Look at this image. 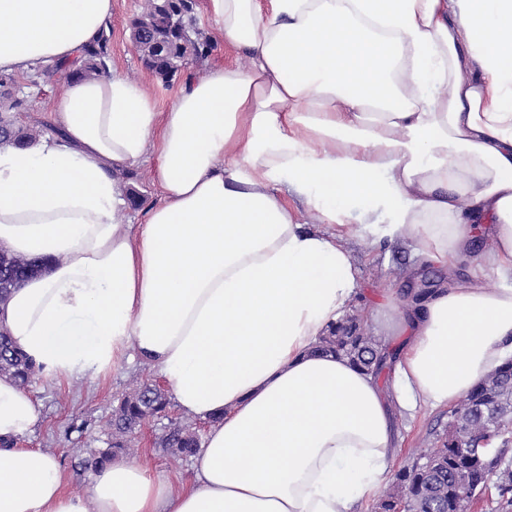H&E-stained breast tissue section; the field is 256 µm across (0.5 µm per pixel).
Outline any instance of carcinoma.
Here are the masks:
<instances>
[{
	"label": "carcinoma",
	"mask_w": 512,
	"mask_h": 512,
	"mask_svg": "<svg viewBox=\"0 0 512 512\" xmlns=\"http://www.w3.org/2000/svg\"><path fill=\"white\" fill-rule=\"evenodd\" d=\"M195 0H148L147 8L131 22L133 43L146 66L167 84L193 62L205 57L210 44L201 39L194 15ZM110 35L102 33L79 64L37 69L31 84L36 86L56 73L67 78L90 79L107 68ZM29 94L14 76L0 73V118L7 121L0 129V142L23 147L40 134L15 125L12 113L29 109ZM36 261L0 250V303L14 288L35 273ZM316 352L341 355L353 363L380 375L393 359L389 348L361 328L357 317L331 326L321 337ZM40 366L17 351L0 329V376L12 378L26 388L35 379ZM170 399L152 383H142L123 395L112 410L109 447L112 451L83 461L97 468L132 447L137 430L151 418L166 416ZM512 426V361L489 373L473 388L448 416V425L436 438L429 453L400 467L393 475L389 491L376 503L375 512H395L404 501L410 512H467L472 497L494 477L505 495L512 492V466L505 463L509 441L492 451L477 452L461 448L464 439L477 433L497 436ZM156 445L166 452L190 457L200 448L195 428L172 424Z\"/></svg>",
	"instance_id": "carcinoma-1"
}]
</instances>
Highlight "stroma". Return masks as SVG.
<instances>
[{
	"mask_svg": "<svg viewBox=\"0 0 512 512\" xmlns=\"http://www.w3.org/2000/svg\"><path fill=\"white\" fill-rule=\"evenodd\" d=\"M144 0H112L110 60L108 65L129 81L148 89L159 110H166L185 83L177 76L171 83H162L139 58L130 41L129 22L140 14ZM63 75L57 74L32 92L28 111L14 113L16 126L42 128L51 121L55 99L61 91ZM129 184L140 194L141 202L127 206L123 223L141 224L148 208L156 203L160 188L153 179L150 163L130 171ZM359 268V293L349 305L348 314L357 316L369 335L375 336L390 349H398L399 340L389 336L384 315L390 301L403 298L417 273L406 246L392 245L375 251L360 239L345 241ZM157 369L144 361H121L116 365L79 378L42 371L31 386L43 405V417L34 431L22 439L25 448H37L51 456L65 475L66 493L89 497L93 471L83 469L81 460L91 453L107 452V421L119 399L133 385L160 383ZM401 433L395 466L412 462L432 450L435 435L448 422L447 409L419 408L415 414H399ZM164 429L163 422L152 420L137 433L129 459L166 475L174 487H181L192 475V462L172 456L158 448L156 441Z\"/></svg>",
	"mask_w": 512,
	"mask_h": 512,
	"instance_id": "35a3bbf8",
	"label": "stroma"
}]
</instances>
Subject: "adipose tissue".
<instances>
[{"instance_id":"obj_1","label":"adipose tissue","mask_w":512,"mask_h":512,"mask_svg":"<svg viewBox=\"0 0 512 512\" xmlns=\"http://www.w3.org/2000/svg\"><path fill=\"white\" fill-rule=\"evenodd\" d=\"M203 13L248 67H208L163 112L116 72L69 80L56 136L0 144V248L42 261L0 328L70 376L151 363L208 425L193 478L175 491L116 460L91 499L66 494L20 445L39 400L0 377V512H355L390 479L395 411L456 404L512 353V0ZM111 18L112 0H0V72L80 59ZM148 160L161 198L135 231L115 173ZM347 237L449 271L389 323L405 342L387 388L313 353L359 289ZM467 260L499 285L458 277Z\"/></svg>"}]
</instances>
